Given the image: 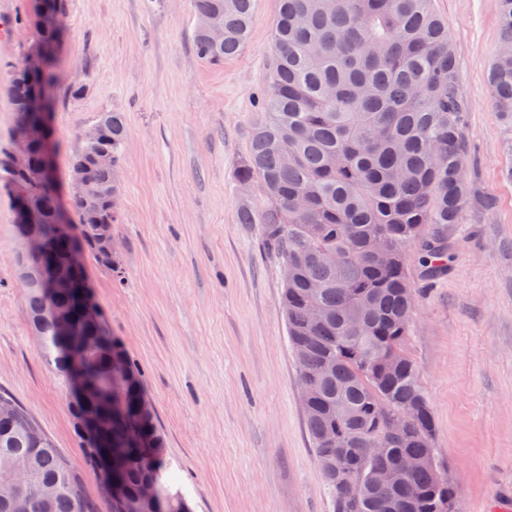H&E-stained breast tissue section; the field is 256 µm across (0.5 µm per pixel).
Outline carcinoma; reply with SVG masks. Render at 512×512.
<instances>
[{
    "instance_id": "obj_1",
    "label": "carcinoma",
    "mask_w": 512,
    "mask_h": 512,
    "mask_svg": "<svg viewBox=\"0 0 512 512\" xmlns=\"http://www.w3.org/2000/svg\"><path fill=\"white\" fill-rule=\"evenodd\" d=\"M195 18L196 55L220 61L238 53L253 19L255 0H190ZM502 30L489 71L492 105L512 122V0H495ZM64 0H40L33 44L42 49L40 71L23 65L10 73L7 92L14 122L42 126L29 108L32 86L54 93L59 85L63 38L56 14ZM224 29L213 43L208 27ZM270 80L263 112L253 127L238 187L254 185L257 195L239 198L242 224L264 225L272 253L288 267L283 309L299 383L313 385L302 403L305 425L318 460L336 455L330 439L364 448L376 439L382 456H353L352 482L364 487L354 500L323 476L337 512H434L440 498L453 504L433 448L432 414L418 370L404 351L416 295L406 274V251L420 249L426 275L447 269L443 237L433 224H459L471 184L464 176L468 142L456 54L432 0H280L274 30ZM102 135L79 139L68 176L80 169L100 188L96 196L59 200L56 169L42 168L43 138L31 147L24 172L9 165L0 148V184L12 196L14 228L25 233L18 207L37 214L46 240V260L85 278L83 262H70L84 248L109 267L101 252L99 225L119 222L110 197L119 196L115 174L123 160L126 127L119 112L96 118ZM100 153L112 167L99 166ZM332 253L340 263L324 262ZM34 332L52 370L76 384L108 413L103 436L112 452V473L126 486L116 499L107 478L100 494L112 512H154L138 496L154 484L164 512H192L163 458L164 435L124 350L108 327L79 318L75 293L52 296L25 285ZM77 324L74 336H60L57 318ZM413 406L416 417L398 440L385 437L387 421ZM0 512H95L81 473L13 396L0 391ZM415 454L427 469L398 477L395 484L370 483L379 466L395 468Z\"/></svg>"
}]
</instances>
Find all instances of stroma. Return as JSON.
I'll use <instances>...</instances> for the list:
<instances>
[{"label":"stroma","instance_id":"obj_1","mask_svg":"<svg viewBox=\"0 0 512 512\" xmlns=\"http://www.w3.org/2000/svg\"><path fill=\"white\" fill-rule=\"evenodd\" d=\"M37 0H0V146L14 112L6 86L33 43ZM467 99L465 176L480 197L449 225L448 268L425 281L406 354L434 420V449L454 512H512V129L491 103L500 40L494 0H434ZM278 0H256L248 42L206 61L193 47L189 0H67L63 84L54 107L60 184L78 131L123 113L125 275L84 255L113 336L141 375L165 456L194 512H333L306 432L297 364L281 305L283 272L263 227L238 220L236 172L249 150L274 46ZM82 87L79 96L70 86ZM10 196L0 190V390L21 402L109 512L73 427L66 385L31 332L15 263Z\"/></svg>","mask_w":512,"mask_h":512}]
</instances>
